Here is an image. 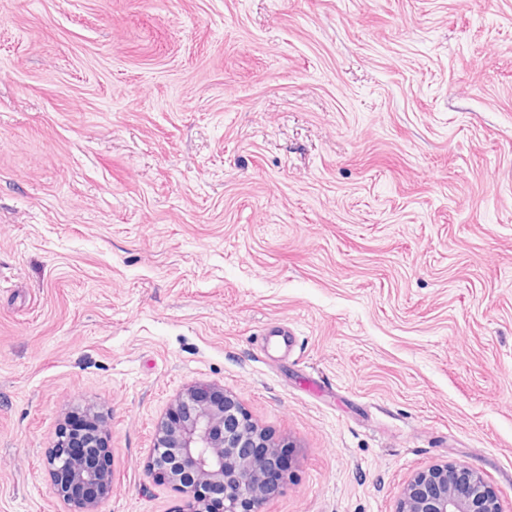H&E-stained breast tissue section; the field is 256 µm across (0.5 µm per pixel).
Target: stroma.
<instances>
[{"mask_svg": "<svg viewBox=\"0 0 512 512\" xmlns=\"http://www.w3.org/2000/svg\"><path fill=\"white\" fill-rule=\"evenodd\" d=\"M199 382L292 460L263 512L446 463L512 512V0H0V512H83L86 410L98 512H180ZM47 461L54 477L53 494L64 499V494L73 488L88 493L85 512H97L99 500L112 492L111 471L93 466L87 454H80L72 448L68 436L58 435Z\"/></svg>", "mask_w": 512, "mask_h": 512, "instance_id": "35a3bbf8", "label": "stroma"}]
</instances>
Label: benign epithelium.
<instances>
[{"label": "benign epithelium", "mask_w": 512, "mask_h": 512, "mask_svg": "<svg viewBox=\"0 0 512 512\" xmlns=\"http://www.w3.org/2000/svg\"><path fill=\"white\" fill-rule=\"evenodd\" d=\"M179 419L159 422L149 471L182 495V512H209L208 493L224 489L223 512H262L288 472L279 445L249 419L244 408L218 385H194L173 401ZM48 465L53 494L76 488L87 494L85 512H97L112 492V473L76 452L70 438L59 437ZM397 512H499L482 475L473 469L431 467L418 472L405 488Z\"/></svg>", "instance_id": "benign-epithelium-1"}]
</instances>
